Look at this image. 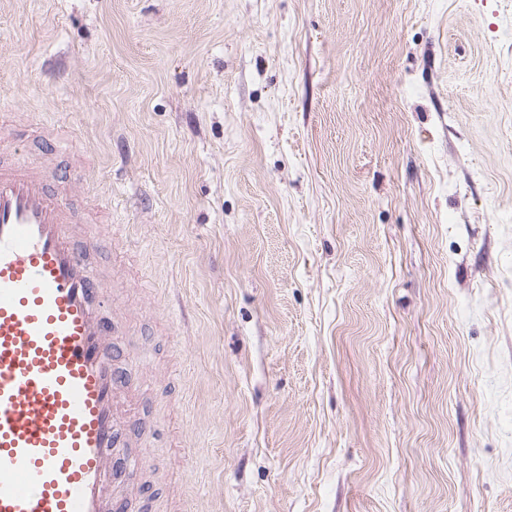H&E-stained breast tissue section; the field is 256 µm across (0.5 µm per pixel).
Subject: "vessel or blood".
Segmentation results:
<instances>
[{
    "label": "vessel or blood",
    "instance_id": "vessel-or-blood-1",
    "mask_svg": "<svg viewBox=\"0 0 512 512\" xmlns=\"http://www.w3.org/2000/svg\"><path fill=\"white\" fill-rule=\"evenodd\" d=\"M52 156H0V512H99L124 439L121 381L100 315L116 280L90 265L96 230L47 178Z\"/></svg>",
    "mask_w": 512,
    "mask_h": 512
}]
</instances>
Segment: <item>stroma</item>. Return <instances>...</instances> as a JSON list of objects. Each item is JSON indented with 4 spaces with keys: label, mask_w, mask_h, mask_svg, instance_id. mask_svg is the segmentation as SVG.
<instances>
[{
    "label": "stroma",
    "mask_w": 512,
    "mask_h": 512,
    "mask_svg": "<svg viewBox=\"0 0 512 512\" xmlns=\"http://www.w3.org/2000/svg\"><path fill=\"white\" fill-rule=\"evenodd\" d=\"M125 383L129 512H512V0H0Z\"/></svg>",
    "instance_id": "obj_1"
}]
</instances>
